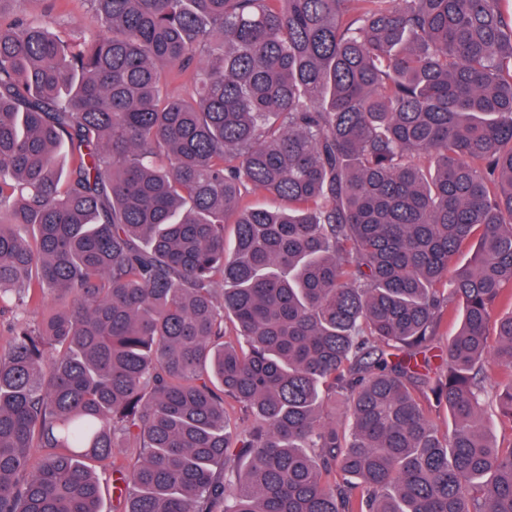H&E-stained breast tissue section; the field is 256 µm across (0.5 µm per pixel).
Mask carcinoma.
Wrapping results in <instances>:
<instances>
[{"instance_id":"1","label":"carcinoma","mask_w":512,"mask_h":512,"mask_svg":"<svg viewBox=\"0 0 512 512\" xmlns=\"http://www.w3.org/2000/svg\"><path fill=\"white\" fill-rule=\"evenodd\" d=\"M4 2L0 512H512V0ZM24 7L34 15L52 11L59 18L62 32L70 29H82L88 35L95 32L89 25L87 0H29Z\"/></svg>"}]
</instances>
